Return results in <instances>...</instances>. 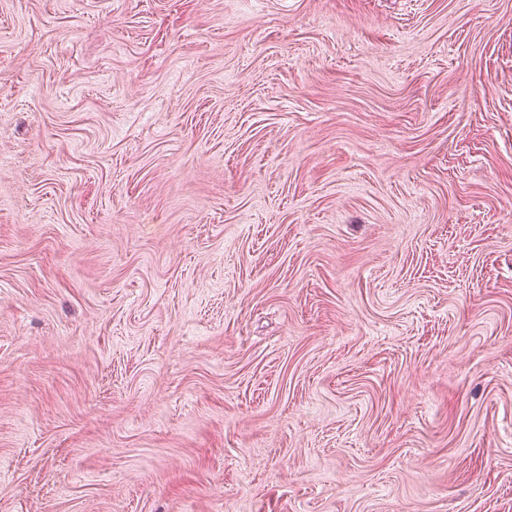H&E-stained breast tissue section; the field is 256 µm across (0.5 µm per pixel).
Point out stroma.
<instances>
[{
    "label": "stroma",
    "instance_id": "obj_1",
    "mask_svg": "<svg viewBox=\"0 0 512 512\" xmlns=\"http://www.w3.org/2000/svg\"><path fill=\"white\" fill-rule=\"evenodd\" d=\"M0 512H512V0H0Z\"/></svg>",
    "mask_w": 512,
    "mask_h": 512
}]
</instances>
